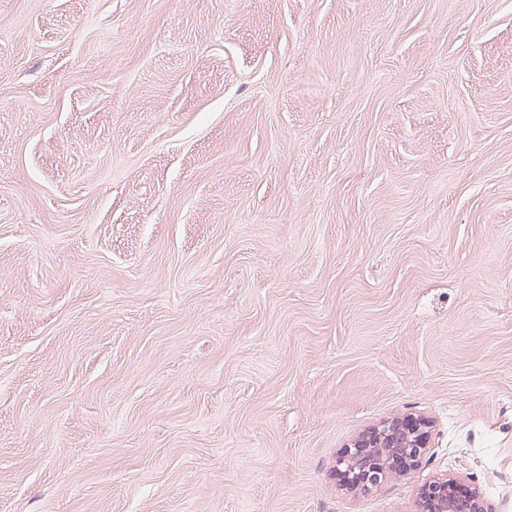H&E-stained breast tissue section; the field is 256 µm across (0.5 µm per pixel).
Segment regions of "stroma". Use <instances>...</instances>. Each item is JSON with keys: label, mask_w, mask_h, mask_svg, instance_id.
I'll return each instance as SVG.
<instances>
[{"label": "stroma", "mask_w": 512, "mask_h": 512, "mask_svg": "<svg viewBox=\"0 0 512 512\" xmlns=\"http://www.w3.org/2000/svg\"><path fill=\"white\" fill-rule=\"evenodd\" d=\"M446 473L512 512V0H0V512ZM429 422L407 415L373 427L345 447L337 469L343 484L370 491L379 488L393 474L417 468L431 448Z\"/></svg>", "instance_id": "1"}]
</instances>
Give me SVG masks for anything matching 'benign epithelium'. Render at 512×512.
I'll list each match as a JSON object with an SVG mask.
<instances>
[{"label": "benign epithelium", "instance_id": "benign-epithelium-1", "mask_svg": "<svg viewBox=\"0 0 512 512\" xmlns=\"http://www.w3.org/2000/svg\"><path fill=\"white\" fill-rule=\"evenodd\" d=\"M429 422L407 415L389 419L359 436L339 455L343 484L370 491L393 474L417 468L430 448ZM418 512H493L462 476L433 477L418 490Z\"/></svg>", "mask_w": 512, "mask_h": 512}]
</instances>
